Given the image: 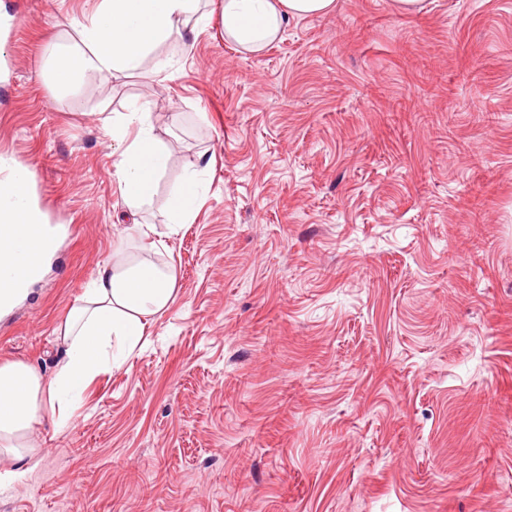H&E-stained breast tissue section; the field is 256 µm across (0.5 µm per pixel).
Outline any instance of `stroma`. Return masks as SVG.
I'll list each match as a JSON object with an SVG mask.
<instances>
[{"mask_svg":"<svg viewBox=\"0 0 512 512\" xmlns=\"http://www.w3.org/2000/svg\"><path fill=\"white\" fill-rule=\"evenodd\" d=\"M98 3L0 0V156L61 230L0 364L52 373L116 243L174 301L67 427L33 426L0 512H512V0H336L255 55L215 14L157 47L166 79L61 95L48 49ZM145 100L170 159L143 234L112 116ZM196 169L190 171L181 187L168 202L170 233H177L183 224H189L196 213L198 203L204 195V186Z\"/></svg>","mask_w":512,"mask_h":512,"instance_id":"35a3bbf8","label":"stroma"}]
</instances>
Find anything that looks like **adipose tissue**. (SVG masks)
<instances>
[{"label": "adipose tissue", "mask_w": 512, "mask_h": 512, "mask_svg": "<svg viewBox=\"0 0 512 512\" xmlns=\"http://www.w3.org/2000/svg\"><path fill=\"white\" fill-rule=\"evenodd\" d=\"M202 0H100L81 25L79 43L55 45L48 59V80L71 91L92 79L140 70L144 60L179 27L198 26L210 17ZM224 36L246 53L261 52L281 36L289 19L320 16L335 0H210ZM151 103H135L114 117L112 135L124 146L114 163L122 197L137 210L149 203L167 168L170 153L148 122ZM204 186L190 171L168 202L169 230L190 223ZM44 218L32 201V174L10 168L0 177V313L10 310L42 271L51 249L45 238L30 237V226ZM112 264L102 268L57 328L58 358L51 375L24 362L0 365V453L13 467L0 484L26 471L33 456L27 436L43 416L55 427L69 424L71 409L86 384L121 366L146 344L153 316L172 301L175 278L155 264L116 247Z\"/></svg>", "instance_id": "obj_1"}]
</instances>
